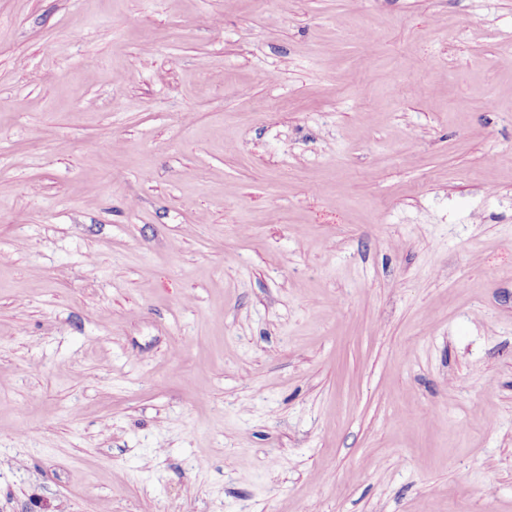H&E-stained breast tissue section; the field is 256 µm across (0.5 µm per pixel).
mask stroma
Masks as SVG:
<instances>
[{
	"label": "stroma",
	"mask_w": 512,
	"mask_h": 512,
	"mask_svg": "<svg viewBox=\"0 0 512 512\" xmlns=\"http://www.w3.org/2000/svg\"><path fill=\"white\" fill-rule=\"evenodd\" d=\"M0 512H512V0H0Z\"/></svg>",
	"instance_id": "35a3bbf8"
}]
</instances>
